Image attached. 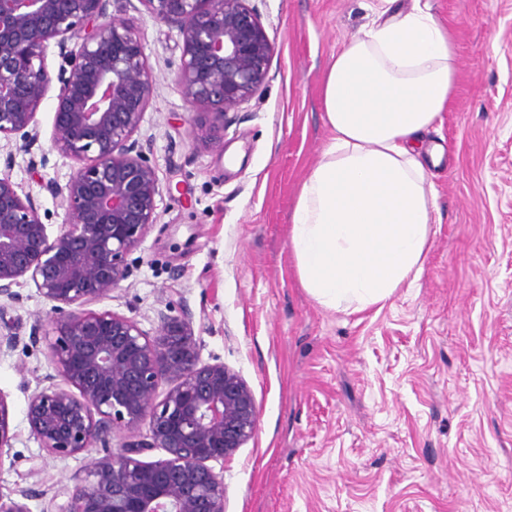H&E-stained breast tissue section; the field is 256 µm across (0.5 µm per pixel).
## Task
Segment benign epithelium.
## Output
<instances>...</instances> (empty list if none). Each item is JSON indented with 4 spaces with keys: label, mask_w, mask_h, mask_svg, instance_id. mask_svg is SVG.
<instances>
[{
    "label": "benign epithelium",
    "mask_w": 512,
    "mask_h": 512,
    "mask_svg": "<svg viewBox=\"0 0 512 512\" xmlns=\"http://www.w3.org/2000/svg\"><path fill=\"white\" fill-rule=\"evenodd\" d=\"M132 0H9L0 8V138L38 141L37 113L58 84L51 148L74 162L65 186L42 188L65 220L48 233L33 196L0 172V298L27 278L53 303L44 333L60 382L34 393L26 420L40 448L69 458L147 420L149 442H129L76 473L60 512H224V463L253 438L259 408L245 380L222 362L203 363L186 319L159 315L154 334L130 317L86 306L130 275L126 256L157 223L159 180L134 135L153 93L135 28L109 18ZM176 29L182 58L174 84L195 112L224 128L229 110L266 85L274 44L248 0H139ZM58 50L56 74L47 65ZM170 382L164 395L159 385ZM0 394V450L10 447ZM160 448L166 456H138ZM0 496V512H30Z\"/></svg>",
    "instance_id": "7a95c632"
}]
</instances>
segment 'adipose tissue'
<instances>
[{"instance_id": "ef3b65f1", "label": "adipose tissue", "mask_w": 512, "mask_h": 512, "mask_svg": "<svg viewBox=\"0 0 512 512\" xmlns=\"http://www.w3.org/2000/svg\"><path fill=\"white\" fill-rule=\"evenodd\" d=\"M372 20L332 56L321 104L331 137L302 183L290 246L302 288L321 306L360 312L423 270L436 205L421 134L447 108L455 41L421 6Z\"/></svg>"}]
</instances>
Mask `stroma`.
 <instances>
[{
    "mask_svg": "<svg viewBox=\"0 0 512 512\" xmlns=\"http://www.w3.org/2000/svg\"><path fill=\"white\" fill-rule=\"evenodd\" d=\"M368 2L249 0L275 50L266 87L229 111L219 145L172 83L176 29L141 5L122 14L151 69L136 137L161 195L130 277L92 308L149 333L159 313L189 319L201 361L252 389L258 429L224 464V512H512V0H425L455 34L457 83L422 137V149H442L427 167L439 222L412 287L361 312L327 309L290 251L301 182L330 136L324 68L369 22ZM55 106L47 94L39 146L15 150L10 170L53 235L64 211L41 185L73 170L50 148ZM16 292L0 313V332L17 338L0 353L13 435L0 495L24 488L31 512H57L70 476L106 450L54 458L31 434L28 401L53 369L30 335L51 304L33 282Z\"/></svg>",
    "mask_w": 512,
    "mask_h": 512,
    "instance_id": "obj_1",
    "label": "stroma"
}]
</instances>
